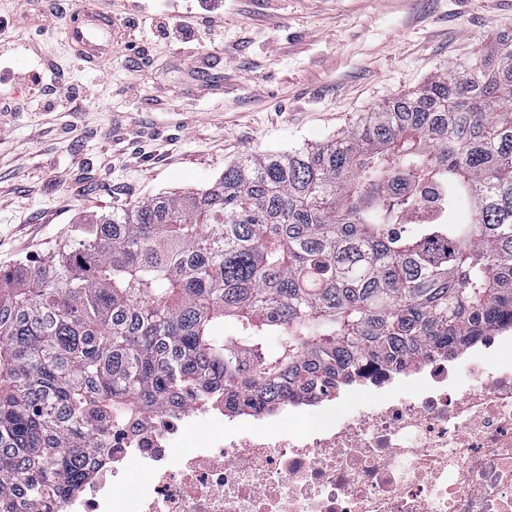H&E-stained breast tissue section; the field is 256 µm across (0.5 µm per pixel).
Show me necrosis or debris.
Listing matches in <instances>:
<instances>
[{
  "instance_id": "obj_1",
  "label": "necrosis or debris",
  "mask_w": 512,
  "mask_h": 512,
  "mask_svg": "<svg viewBox=\"0 0 512 512\" xmlns=\"http://www.w3.org/2000/svg\"><path fill=\"white\" fill-rule=\"evenodd\" d=\"M511 329L400 377L366 364L358 399L329 389L244 422L198 403L128 422L63 512H512V361L489 354Z\"/></svg>"
}]
</instances>
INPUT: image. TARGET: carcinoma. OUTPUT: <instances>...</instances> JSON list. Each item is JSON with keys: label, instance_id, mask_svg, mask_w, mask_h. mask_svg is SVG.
<instances>
[{"label": "carcinoma", "instance_id": "cac0c4a2", "mask_svg": "<svg viewBox=\"0 0 512 512\" xmlns=\"http://www.w3.org/2000/svg\"><path fill=\"white\" fill-rule=\"evenodd\" d=\"M506 102L512 33L323 143L91 215L0 271V512H60L130 419L257 412L512 322ZM428 188L440 217L405 223Z\"/></svg>", "mask_w": 512, "mask_h": 512}]
</instances>
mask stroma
I'll return each instance as SVG.
<instances>
[{
  "instance_id": "1",
  "label": "stroma",
  "mask_w": 512,
  "mask_h": 512,
  "mask_svg": "<svg viewBox=\"0 0 512 512\" xmlns=\"http://www.w3.org/2000/svg\"><path fill=\"white\" fill-rule=\"evenodd\" d=\"M224 48L173 55L162 29L198 0H140L154 28L139 69L110 54L75 62L64 0L48 37L10 39L24 0H0V270L37 262L79 217L162 193L204 189L225 166L318 143L434 75L465 71L512 29V0H208ZM55 62L87 99L34 108L27 76Z\"/></svg>"
}]
</instances>
